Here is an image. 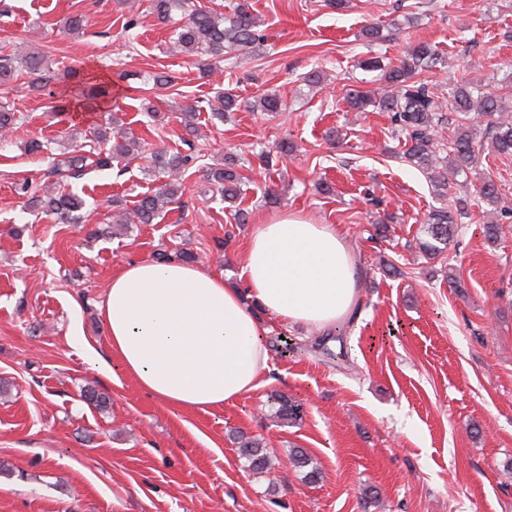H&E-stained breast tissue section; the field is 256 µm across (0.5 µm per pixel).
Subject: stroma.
Returning <instances> with one entry per match:
<instances>
[{
  "mask_svg": "<svg viewBox=\"0 0 512 512\" xmlns=\"http://www.w3.org/2000/svg\"><path fill=\"white\" fill-rule=\"evenodd\" d=\"M0 52L37 44L65 64L125 71L116 102L125 127L150 149H193L182 197L152 224L117 229L113 200L133 207L158 184L143 160L124 173L87 170L71 186L86 205L78 224H57L23 209L15 191L49 184L60 150L33 156L32 137L56 138L76 125L91 143L102 114L61 119L48 95L16 81L7 99L22 114L0 144V512H512V223L490 245V215L465 176L452 193L475 197L445 252L427 257L418 231L447 205L428 179L403 162L384 112L348 111L350 90L378 86L360 60L397 63L426 42L447 67L440 89L481 78L512 100V0H350L336 12L324 0H250L271 40L252 59L217 76L240 99L275 91L281 112L240 110L224 122L199 117L186 139L179 106L213 88L196 58L171 57L170 27L116 0H7ZM87 14L79 38L62 33L66 17ZM138 16L135 41L124 36ZM382 27L373 43L362 36ZM173 78L147 90L141 73ZM322 71L319 87L307 79ZM151 100L167 122L143 112ZM295 149L287 164L252 167L245 222L199 195L203 175L225 156L250 158L281 140ZM281 196L265 206L266 189ZM333 224L344 234L359 277V311L345 342L273 323L263 341L269 371L257 390L209 412L174 411L148 397L119 362L92 369L84 346L105 350L100 305L121 265L157 253L195 255L196 265L239 286L238 260L256 224L281 214ZM384 221L387 236L374 239ZM100 237H91L92 229ZM456 275L460 289L448 286ZM296 344L284 348L285 340ZM102 396L89 401L88 391ZM301 402V420L283 423L276 395ZM261 439L276 469L254 478L240 460L238 435ZM304 449L318 467L306 481L291 460Z\"/></svg>",
  "mask_w": 512,
  "mask_h": 512,
  "instance_id": "1",
  "label": "stroma"
}]
</instances>
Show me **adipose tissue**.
<instances>
[{
  "mask_svg": "<svg viewBox=\"0 0 512 512\" xmlns=\"http://www.w3.org/2000/svg\"><path fill=\"white\" fill-rule=\"evenodd\" d=\"M241 287L178 261L116 270L100 309L109 352L140 389L169 408L210 411L255 390L269 369L255 311L322 333L351 319L358 278L332 224L288 214L259 224L240 258Z\"/></svg>",
  "mask_w": 512,
  "mask_h": 512,
  "instance_id": "obj_1",
  "label": "adipose tissue"
}]
</instances>
